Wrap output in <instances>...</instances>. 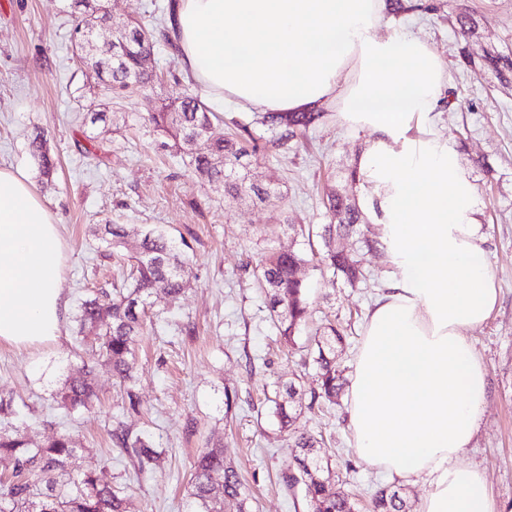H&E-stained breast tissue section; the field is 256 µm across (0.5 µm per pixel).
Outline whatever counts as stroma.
Wrapping results in <instances>:
<instances>
[{
  "instance_id": "obj_1",
  "label": "stroma",
  "mask_w": 512,
  "mask_h": 512,
  "mask_svg": "<svg viewBox=\"0 0 512 512\" xmlns=\"http://www.w3.org/2000/svg\"><path fill=\"white\" fill-rule=\"evenodd\" d=\"M387 13L382 33L408 29L427 40L447 64V80L431 119L474 186L481 231L499 288L491 316L468 335L487 369L486 401L461 465L487 476L493 497L512 510V0H402ZM70 0H0V167L23 172L61 226L69 300L65 334L30 351L0 346V398L13 399L11 422L26 429L31 446L59 433L90 449L102 481L122 487L131 512H189L191 462L218 444L253 492L252 512H305L302 490L285 492L279 474L294 450L280 430L271 399L278 384L309 391L314 372L302 359L318 327L310 322L294 343L280 340L248 263L264 248H322L306 230L330 223V189L363 202L368 189L347 174L374 135L353 131L326 115L297 132L283 148L277 134L255 124L254 111L209 95L217 113L212 132L224 137L249 129L258 149L252 169L280 190L259 202L231 200L222 184L164 150L139 121L164 102L201 93L180 65L178 51L156 45L152 89L129 88L113 97L87 80L74 45ZM107 118L92 123V111ZM43 136L56 162L43 179L30 143ZM288 219L280 226L278 216ZM101 224L159 229L186 252L193 276L178 302L152 295L154 323L135 347L133 373L140 411H122L121 393L104 358L76 340L82 300L112 290L125 262L95 234ZM360 252L369 281L353 288L327 271L307 269L315 311L351 324L350 345L339 357L352 377L369 308L389 277L384 258L364 251L358 238L341 239ZM87 369L98 399L90 409H58L65 379ZM236 401L226 406L225 392ZM350 397L338 405L303 410L297 430L322 436L337 479L369 512L370 488L388 479L357 456L349 430ZM123 422L163 450L161 468L136 475L134 463L112 445Z\"/></svg>"
}]
</instances>
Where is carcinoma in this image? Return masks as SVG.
Listing matches in <instances>:
<instances>
[{"label": "carcinoma", "mask_w": 512, "mask_h": 512, "mask_svg": "<svg viewBox=\"0 0 512 512\" xmlns=\"http://www.w3.org/2000/svg\"><path fill=\"white\" fill-rule=\"evenodd\" d=\"M146 43L161 38L175 45L161 24L142 27ZM95 78L119 93L132 85L143 90L152 86L153 75L132 53L99 56L91 63ZM216 114L195 96L187 95L162 112L142 117L173 141L172 147L185 154L190 164L204 169L214 181L224 184V193L235 197L252 193L258 200L270 198L271 190L252 179L248 157L256 146L242 137L214 140L209 129ZM324 113H263L260 123L281 129L279 145L284 146L296 131L318 124ZM34 158L48 177L55 160L35 141ZM328 210L334 224L324 225L321 238L326 251L313 260L304 251L270 247L259 254L252 268L265 294L269 318L290 342L310 321L309 286L302 270L312 263L340 276L351 287L366 280L361 260L332 246L335 237L359 232L360 207L335 191L327 194ZM102 240L112 237V250H127L129 273L124 284L85 300L76 316L77 333L84 344L98 350L112 366V376L123 390V407L137 412L139 398L134 387L131 360L137 337L145 330L147 300L157 291L176 300L185 291L191 275L189 259L175 252V245L160 231L135 233L136 240L118 224L100 227ZM323 332L315 340L308 360L317 368V386L310 392L308 408L335 403L341 390L336 352L344 347L347 329L325 319ZM97 399L92 383L83 375L66 379L56 394L58 408L71 412L88 409ZM301 398L295 384L282 386L274 400L281 428L289 433L295 448L293 463L281 472L279 481L288 492L304 491L306 512H354L353 497L336 484L328 463L321 455V442L307 432L290 431ZM112 444L137 463L143 473L160 466L163 452L149 441L117 423ZM0 463L12 467L14 480L0 489V512H128V499L120 487L100 483L89 453L78 448L69 435L61 434L41 446L29 447L23 431L6 426L0 430ZM189 496L193 512H251L252 494L237 469L224 458V449L208 446L199 450L191 465ZM373 512H408L405 498L390 486H376L371 494Z\"/></svg>", "instance_id": "obj_1"}]
</instances>
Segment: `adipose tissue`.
Returning a JSON list of instances; mask_svg holds the SVG:
<instances>
[{
  "label": "adipose tissue",
  "instance_id": "obj_1",
  "mask_svg": "<svg viewBox=\"0 0 512 512\" xmlns=\"http://www.w3.org/2000/svg\"><path fill=\"white\" fill-rule=\"evenodd\" d=\"M387 0H179L181 63L211 92L257 112L332 111L374 144L358 169L382 226L387 288L351 384L359 458L423 479L419 512H506L484 473L457 462L478 429L486 366L468 337L498 302L472 184L428 115L447 73L408 31L380 32ZM59 227L27 178L0 168V345L62 336Z\"/></svg>",
  "mask_w": 512,
  "mask_h": 512
}]
</instances>
